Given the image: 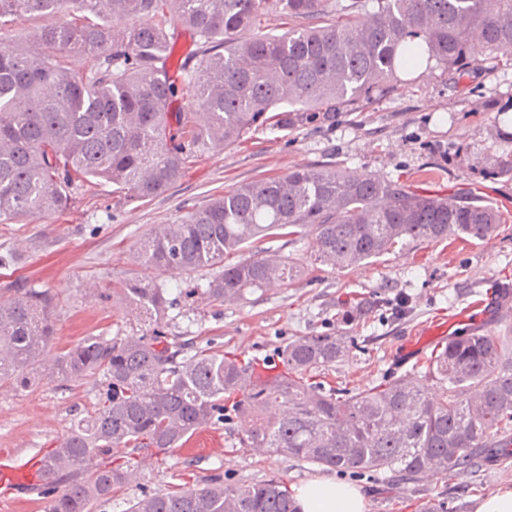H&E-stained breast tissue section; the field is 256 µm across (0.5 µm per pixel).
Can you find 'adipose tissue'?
<instances>
[{
  "label": "adipose tissue",
  "mask_w": 512,
  "mask_h": 512,
  "mask_svg": "<svg viewBox=\"0 0 512 512\" xmlns=\"http://www.w3.org/2000/svg\"><path fill=\"white\" fill-rule=\"evenodd\" d=\"M296 504L299 512H367L361 489L332 476H318L299 485Z\"/></svg>",
  "instance_id": "ef3b65f1"
}]
</instances>
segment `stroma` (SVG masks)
<instances>
[{
    "mask_svg": "<svg viewBox=\"0 0 512 512\" xmlns=\"http://www.w3.org/2000/svg\"><path fill=\"white\" fill-rule=\"evenodd\" d=\"M469 55L471 73L458 88H450L441 68L416 70L393 93L362 109L292 129L267 125L239 146L198 155L160 196L130 201L100 184L78 195L64 213L0 223V255L14 256L0 267V301L18 288L51 291L57 349L86 336H140L147 326L135 312L116 310L112 296L118 281L139 271L134 244L153 225L170 223L241 183L326 165L430 193L467 189L480 204L509 216L480 241L410 242L354 269L323 265L306 242L287 244L281 252L300 267V276L239 302L200 297L199 288L216 273L212 267L159 277L177 300L161 322L171 339L262 357L298 336L335 333L338 314L363 306L366 315L348 329L361 345L336 363L333 376L348 388L364 389L411 372L401 353L415 329L466 307L495 283L512 282V176L489 172L493 163L512 161V122H497L502 114L512 118V66L487 63L478 45ZM395 293L412 299L410 314L401 320L372 306L377 297ZM102 380L93 374L65 382L45 372L25 390L0 387V458L23 462L55 447L95 403ZM246 427L238 419L213 428L222 443L218 451L133 453L137 482L97 512H126L129 498L176 484L202 487L218 478L234 486L275 476L293 488L321 473L315 464L241 447L238 435ZM336 478L361 487L367 512H420L432 498L446 501L449 512H473L477 499L512 483V459L471 475L424 473L409 484L386 470L340 472Z\"/></svg>",
    "mask_w": 512,
    "mask_h": 512,
    "instance_id": "1",
    "label": "stroma"
}]
</instances>
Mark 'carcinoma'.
Listing matches in <instances>:
<instances>
[{"label": "carcinoma", "instance_id": "1", "mask_svg": "<svg viewBox=\"0 0 512 512\" xmlns=\"http://www.w3.org/2000/svg\"><path fill=\"white\" fill-rule=\"evenodd\" d=\"M44 20L0 46V222L68 210L95 182L129 200L165 193L191 158L353 111L391 91L398 71L434 62L460 83L477 36L494 63L512 61V0H0V28ZM286 18L281 34L262 22ZM197 63L175 58L178 32ZM80 58V70L72 61ZM190 98L178 111L182 90ZM471 192L425 194L396 179L309 166L242 183L140 238V272L121 304L150 322L175 301L157 274L220 272L201 294L242 301L298 270L271 265L264 243L311 237L316 259L343 269L409 241L483 240L506 222ZM54 295L18 288L0 302V385L29 386L54 337ZM354 340L297 336L262 359L178 343L157 331L86 336L49 365L75 381L100 373L104 392L41 458L47 512H94L132 483L127 450L181 448L200 429L251 421L243 448L328 469L464 474L512 457V336L474 333L432 351L416 373L339 388L329 370ZM438 384L429 397L416 375ZM126 512H298L276 477L216 479L129 500Z\"/></svg>", "mask_w": 512, "mask_h": 512}]
</instances>
